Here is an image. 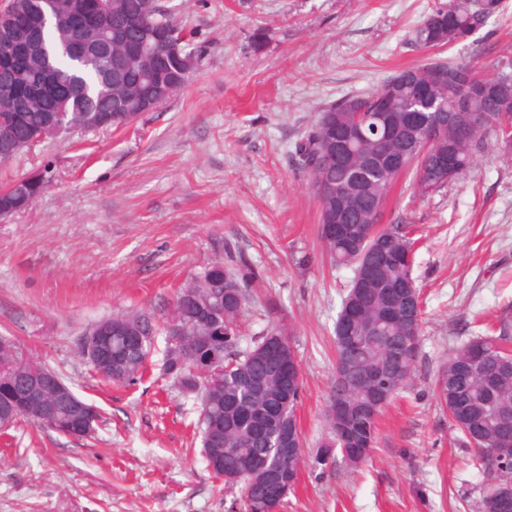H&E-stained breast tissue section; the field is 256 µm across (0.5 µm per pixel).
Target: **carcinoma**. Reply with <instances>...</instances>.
Masks as SVG:
<instances>
[{
    "mask_svg": "<svg viewBox=\"0 0 512 512\" xmlns=\"http://www.w3.org/2000/svg\"><path fill=\"white\" fill-rule=\"evenodd\" d=\"M23 7L17 11L18 23L14 32L18 53L29 60L23 70L0 69V82L12 81L20 89L15 111L0 112V161L16 158L20 152L12 147L16 140L31 142V147L54 139L44 127V117L53 112L66 116L69 124L81 131L119 130L130 123L134 105H118L115 83L126 77L117 58L84 62L67 48L77 34L58 23L55 15H43V0H20ZM500 7V0H456L428 15L416 31L417 40L425 46L443 48L469 37L470 32ZM112 25L117 27L129 19H136L140 30L131 36L129 45L138 49L141 42L151 39L157 31L170 35L181 43V56L186 63L203 55L171 13L160 7L150 10L148 0H112ZM39 28L49 57L38 59L30 31ZM147 80L139 90L130 93L132 101L140 96H152L159 86L177 85L184 79L182 63L161 57L144 64ZM512 86V72H500L495 77H484L469 63L454 59H433L400 70L387 77L373 92L366 94L370 109L383 115L378 132H369L370 140L361 149L370 152L376 148L387 156H409V148L420 142L426 127L437 125L442 130L440 142L412 160L413 188L424 196L445 188L469 170L483 138L492 131L498 147L512 151V143L504 139V127L512 125V112L502 111L500 90ZM460 97L469 108L483 112L489 123L479 129L467 127L448 116ZM359 99L346 96L322 109L309 131L295 146L301 170L306 173L309 186L318 204V223L324 251L338 268H357L354 259L375 262L381 267L379 283L372 289L365 308V318L380 325L382 334L373 344L345 351L341 325L335 326L336 357L349 354L352 363L351 381L354 388L346 396L347 409L343 419L347 423L346 440L338 433L325 445L324 454L314 463L325 464L334 448H349L368 457L374 448L377 420L380 413L371 412L375 395L373 384L365 376L382 365L401 382L413 374L418 350L407 348V337L400 321L399 299L404 286L414 281L413 263L408 254L415 253L416 240L408 224H389L379 234L378 242L385 249L381 254L369 251L357 253L356 238H336L327 232V223L339 213H345L355 231L375 223L382 202L387 199L393 182L376 171L364 173L363 184L353 199L320 191L328 185H347L351 180L355 160H336V138L348 127V118L342 109L347 101ZM454 159V171L443 172L439 160L443 156ZM45 186L43 175L28 176L0 187V211L20 213L31 207ZM250 299V273L229 269L221 260L215 261L179 289L173 305L178 312L179 327L186 335L175 343L176 327L171 318L159 322L147 312L117 315L99 322L108 329L120 321L138 331L145 339V350L126 343V337L109 333L106 339L112 346V364L116 365L110 380L117 384H131L142 377L155 338L164 337L163 371L173 378L187 397L200 396L206 404L205 417L199 419L202 453L209 444L227 439L234 451L223 454L215 463V475H224V485L234 488L229 476L240 471L246 459L256 455L268 456L284 474L295 477L300 461L280 457L278 436L269 430L260 434L259 428L269 423L271 410L265 395L251 392L248 381H257L269 390L276 388V367L261 354L269 336L265 332L252 339L245 348L240 346V324ZM512 339L506 329L497 336L477 337L456 350L438 372L446 384L435 387L440 405L448 410V421L461 434L459 441L466 448H475L480 461L485 486L482 510L494 497L496 489L512 481V469L488 457V449L474 447L476 435L485 437L512 435V372H498L499 360L505 357L502 342ZM40 364L19 352L13 341L0 336V411L11 405L13 384L28 377ZM73 411L68 406L58 408L54 423L45 422L35 413L24 419L68 434L65 424ZM246 498V512H269L280 505L274 492L263 483L242 484Z\"/></svg>",
    "mask_w": 512,
    "mask_h": 512,
    "instance_id": "1",
    "label": "carcinoma"
}]
</instances>
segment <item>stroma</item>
Masks as SVG:
<instances>
[{"label":"stroma","instance_id":"obj_1","mask_svg":"<svg viewBox=\"0 0 512 512\" xmlns=\"http://www.w3.org/2000/svg\"><path fill=\"white\" fill-rule=\"evenodd\" d=\"M450 0H161L204 50L167 103L119 131L73 133L0 163V185L41 173L36 204L0 222V335L102 411L91 440L22 421L0 434V512H245L207 469L192 399L160 356L117 386L80 354L98 321L171 312L178 288L242 257L255 300L245 336L283 326L297 354L307 458L277 512H481L483 476L448 424L434 379L456 349L512 328V154L487 135L441 191L402 179L385 221L414 229L422 306L414 373L382 411L373 453L316 467L330 439L336 318L353 272L322 256L318 207L295 145L319 110L440 56L495 76L512 63V0L466 40L421 48Z\"/></svg>","mask_w":512,"mask_h":512}]
</instances>
